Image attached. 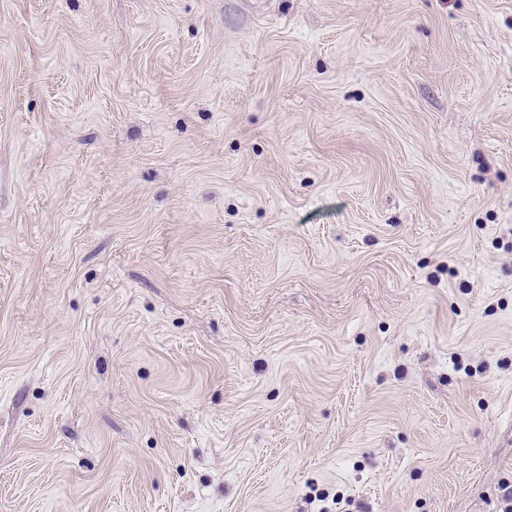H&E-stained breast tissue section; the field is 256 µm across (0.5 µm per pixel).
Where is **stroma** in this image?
<instances>
[{"label": "stroma", "mask_w": 512, "mask_h": 512, "mask_svg": "<svg viewBox=\"0 0 512 512\" xmlns=\"http://www.w3.org/2000/svg\"><path fill=\"white\" fill-rule=\"evenodd\" d=\"M512 0H0V512H504Z\"/></svg>", "instance_id": "stroma-1"}]
</instances>
